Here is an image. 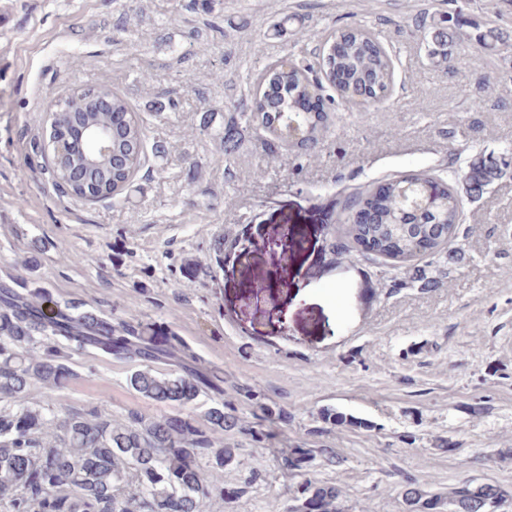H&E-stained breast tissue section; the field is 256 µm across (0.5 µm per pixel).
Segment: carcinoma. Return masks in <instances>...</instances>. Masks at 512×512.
Returning <instances> with one entry per match:
<instances>
[{
    "mask_svg": "<svg viewBox=\"0 0 512 512\" xmlns=\"http://www.w3.org/2000/svg\"><path fill=\"white\" fill-rule=\"evenodd\" d=\"M429 63L440 67L448 61V44L475 42L480 47L500 40L494 28L483 30L462 14L444 15L432 31L422 27ZM317 42L316 65H304L291 57L264 65L258 72L249 112L237 111L233 97L224 100L229 120L213 132L203 123L194 133L209 134L224 150L230 163L241 140V125L256 126L274 147L311 151L328 127V111L315 112L309 94L328 83L339 89L348 104L371 92L390 91L396 74L391 51L375 32L364 25L336 30H307ZM112 96V181L89 189L82 168L55 178L56 184L86 202L124 197L146 158L147 132L133 106L119 91L94 86ZM52 120L66 123L76 137L84 136L88 114L53 112ZM506 173L503 163L478 153L467 162L463 175L465 193L479 199ZM372 188L365 186L341 202L344 249L358 250L370 237L381 262L383 279L390 288L409 282L436 288L448 277L443 270L427 278L414 262L423 258L463 259L458 229L463 224L458 187L432 172L400 179L377 202L368 224L353 222V212L368 202ZM411 272L409 281L396 271ZM48 292L35 288L24 295L0 282V507L4 512H205L213 498H232L238 490H224L221 472L235 449L216 445L215 437L241 430L234 410L218 403L204 413L203 421L180 415L145 417L131 412L114 419L96 407L64 409L56 413L23 400L28 388L38 383L56 391L74 376L68 365L73 352L116 357L137 365L129 385L142 398L156 404L183 407L205 390H221L218 371L201 373L192 367L165 372L154 364L169 359L173 347L142 335L130 322L105 314L79 312L66 304L45 312ZM321 457L334 464L329 448H299L292 460L304 470ZM342 489L305 481L283 507L273 502L270 512H338ZM401 495L406 512H435L450 504L451 512H488L498 509L502 492L484 483L465 485L448 498L427 495L423 484L408 479Z\"/></svg>",
    "mask_w": 512,
    "mask_h": 512,
    "instance_id": "1",
    "label": "carcinoma"
}]
</instances>
